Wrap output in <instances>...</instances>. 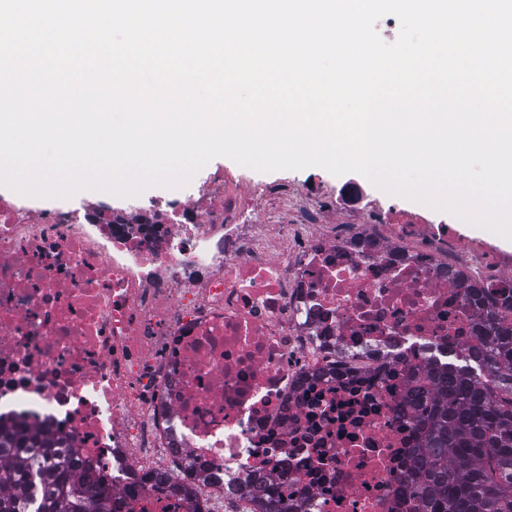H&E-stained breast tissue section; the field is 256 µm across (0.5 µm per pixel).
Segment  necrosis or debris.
<instances>
[{
	"label": "necrosis or debris",
	"mask_w": 512,
	"mask_h": 512,
	"mask_svg": "<svg viewBox=\"0 0 512 512\" xmlns=\"http://www.w3.org/2000/svg\"><path fill=\"white\" fill-rule=\"evenodd\" d=\"M223 177L159 224L0 197V423L47 433L118 512H406L412 374L475 342L450 273L476 244L422 224H246ZM242 496H250L253 503L252 512H301L292 504H285L279 499L271 496H258L249 487H240Z\"/></svg>",
	"instance_id": "obj_1"
}]
</instances>
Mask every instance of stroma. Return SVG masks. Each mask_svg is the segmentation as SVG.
I'll return each instance as SVG.
<instances>
[{
    "mask_svg": "<svg viewBox=\"0 0 512 512\" xmlns=\"http://www.w3.org/2000/svg\"><path fill=\"white\" fill-rule=\"evenodd\" d=\"M216 172L232 174L228 192L241 199L243 221L247 224H287L291 221L292 204L314 202L320 206L321 221L325 224H371L382 215L397 223L432 224L446 228L452 235L485 240L495 250L501 265L512 263V245L504 243L501 236L470 226L451 213L437 212L387 193L360 174L335 176L319 167L260 172L218 157L180 188L151 186L138 196L125 198L84 189L69 199L34 197L28 206L32 209L84 208L99 215L108 209L135 214L150 205L175 198L194 202L199 186Z\"/></svg>",
    "mask_w": 512,
    "mask_h": 512,
    "instance_id": "1",
    "label": "stroma"
}]
</instances>
